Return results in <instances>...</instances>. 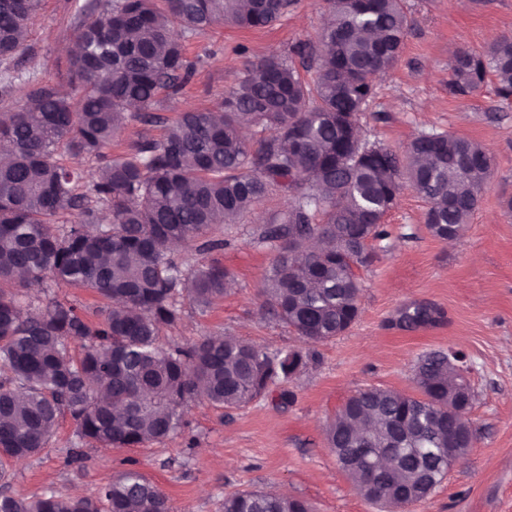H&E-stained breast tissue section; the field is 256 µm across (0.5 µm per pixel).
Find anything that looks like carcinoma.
Returning a JSON list of instances; mask_svg holds the SVG:
<instances>
[{
	"instance_id": "obj_1",
	"label": "carcinoma",
	"mask_w": 512,
	"mask_h": 512,
	"mask_svg": "<svg viewBox=\"0 0 512 512\" xmlns=\"http://www.w3.org/2000/svg\"><path fill=\"white\" fill-rule=\"evenodd\" d=\"M294 0H107L81 10L78 50L68 59L75 94L48 83L0 113V480L6 464L38 454L63 414L81 439L137 448L179 429L189 400L225 408L252 401L307 364L295 350L275 353L226 336L165 346L162 327L180 320V299L209 306L224 297L230 273L212 262L186 268L169 245L200 239L206 251L267 195L294 204L263 230L278 248L263 284L261 312L315 342L355 321L361 298L356 269L369 242L382 238L384 215L404 186L429 203L431 234L460 235L493 174L476 142L423 134L402 153L352 139L350 127L374 95L373 80L396 64L409 19L403 0H324L315 39L293 48L300 63L265 57L224 90L221 111L183 112L160 139L130 152L105 149L127 122L150 120L163 93L175 95L194 75L173 25L196 31L217 23L264 29ZM41 0H0V62L23 48ZM512 98V37L481 53L459 50L448 93L468 97L488 73ZM275 136L249 143L240 131ZM104 160L84 194L79 171L59 160L62 148ZM112 223H99L100 207ZM64 210L76 220L59 225ZM87 288L112 300L90 321L83 309L52 295L56 285ZM439 311L416 303L400 311L408 330L436 322ZM82 339L78 358L69 339ZM420 396L369 388L348 400L326 440L355 489L377 504L419 501L474 443L470 421L448 429V406L460 393L441 352L415 374ZM0 512H170L166 494L135 469L95 499L44 494L0 496ZM223 512H310L307 501L261 490L224 497Z\"/></svg>"
}]
</instances>
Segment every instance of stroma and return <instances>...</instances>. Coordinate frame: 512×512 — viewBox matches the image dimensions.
Masks as SVG:
<instances>
[{"mask_svg": "<svg viewBox=\"0 0 512 512\" xmlns=\"http://www.w3.org/2000/svg\"><path fill=\"white\" fill-rule=\"evenodd\" d=\"M87 2L42 0L24 53L8 64L16 87L11 97H0V113L12 111L30 87L46 80L67 91L66 48ZM404 5L411 23L401 56L377 77L376 94L360 115V132L394 149L423 133L450 132L487 151L493 177L462 235L451 242L434 237L426 226L427 201L404 190L384 219L388 237L373 242L372 264L358 271L363 292L357 320L344 334L312 343L258 314L260 286L275 256L258 235L291 204L280 193L266 197L237 223L216 226L223 249L178 247L185 266L216 261L233 280L223 299L208 307L183 301L180 320L164 327L162 340L172 345L232 336L272 352L302 351L310 356L307 364L286 386H270L238 408L189 403L185 428L139 448L82 444L74 420L62 415L40 455L10 462L0 494L94 497L135 469L168 496L173 512H222L225 495L256 489L287 491L313 512H378L337 464L326 445V425L361 390L416 394L419 358L455 349L468 357L475 443L409 512H512V99L498 97L491 74L468 98L450 96L447 87L457 50L479 52L512 35V0ZM320 23L321 0H296L267 29L217 25L184 33L187 55L198 61L194 77L179 95L160 98L156 122L130 120L113 139L110 154L129 152L141 138L161 137L180 112L218 109L225 88L243 77L246 59L288 56L292 46L315 37ZM413 303L434 305L442 321L401 330L398 313ZM284 390L292 392V401H281ZM79 445L84 462H69L71 448Z\"/></svg>", "mask_w": 512, "mask_h": 512, "instance_id": "obj_1", "label": "stroma"}]
</instances>
